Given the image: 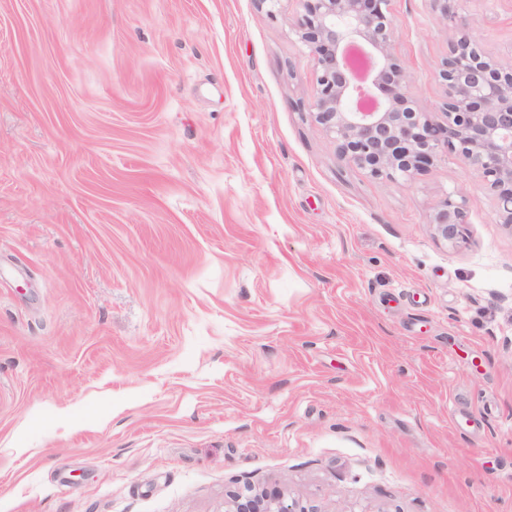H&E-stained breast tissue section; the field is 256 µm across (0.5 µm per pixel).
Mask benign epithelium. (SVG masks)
Here are the masks:
<instances>
[{"label":"benign epithelium","mask_w":512,"mask_h":512,"mask_svg":"<svg viewBox=\"0 0 512 512\" xmlns=\"http://www.w3.org/2000/svg\"><path fill=\"white\" fill-rule=\"evenodd\" d=\"M301 2L290 25L316 86L309 111L334 136L340 157L375 179L407 183L455 150L493 194L497 223L512 231V61L485 53L478 34L459 31L438 68L449 117L439 129L416 104L412 78L394 53L391 0ZM429 224L446 242L464 238L463 192L448 193ZM228 512L306 510L281 492L249 489Z\"/></svg>","instance_id":"benign-epithelium-1"}]
</instances>
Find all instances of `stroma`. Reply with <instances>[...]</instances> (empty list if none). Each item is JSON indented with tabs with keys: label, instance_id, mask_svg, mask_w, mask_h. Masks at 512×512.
<instances>
[{
	"label": "stroma",
	"instance_id": "35a3bbf8",
	"mask_svg": "<svg viewBox=\"0 0 512 512\" xmlns=\"http://www.w3.org/2000/svg\"><path fill=\"white\" fill-rule=\"evenodd\" d=\"M297 9L0 0V512H512V231L340 159ZM391 12L436 126L458 28L512 59V0ZM464 195L460 190L448 193V197L432 213L429 224L437 237L451 244L464 238ZM227 512H307L296 501L278 491L249 489L234 496Z\"/></svg>",
	"mask_w": 512,
	"mask_h": 512
}]
</instances>
